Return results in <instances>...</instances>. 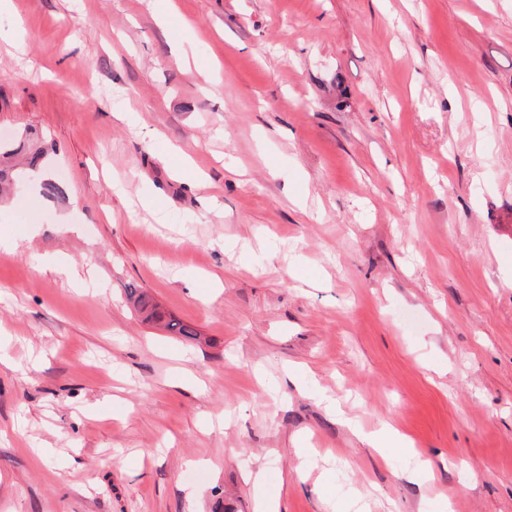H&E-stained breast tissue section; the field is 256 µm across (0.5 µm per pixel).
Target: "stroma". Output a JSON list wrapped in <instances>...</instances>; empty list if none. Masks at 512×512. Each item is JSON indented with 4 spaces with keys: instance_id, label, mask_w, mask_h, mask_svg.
I'll return each mask as SVG.
<instances>
[{
    "instance_id": "stroma-1",
    "label": "stroma",
    "mask_w": 512,
    "mask_h": 512,
    "mask_svg": "<svg viewBox=\"0 0 512 512\" xmlns=\"http://www.w3.org/2000/svg\"><path fill=\"white\" fill-rule=\"evenodd\" d=\"M174 3L0 10V512H512V0ZM22 150L26 151V165L28 170L35 171L42 167L45 151L35 143L25 142L14 144H0V193L2 194L11 185L16 184L21 175L15 169V165L11 164L12 158ZM361 439L367 445L379 448L381 452L387 448H403L407 445L405 437L389 426H383L376 432L363 435Z\"/></svg>"
}]
</instances>
